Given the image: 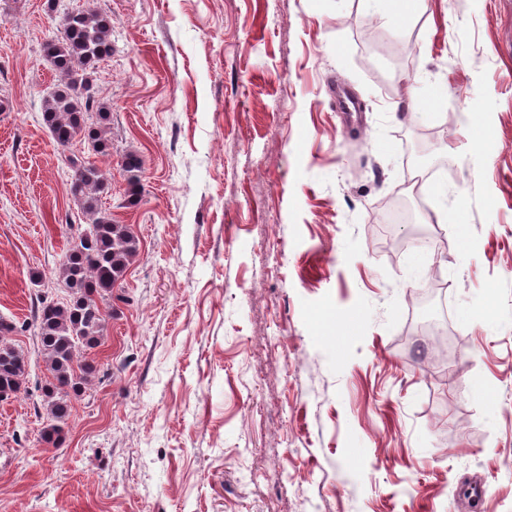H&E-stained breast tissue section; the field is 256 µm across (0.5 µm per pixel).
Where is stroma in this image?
I'll use <instances>...</instances> for the list:
<instances>
[{"instance_id":"stroma-1","label":"stroma","mask_w":512,"mask_h":512,"mask_svg":"<svg viewBox=\"0 0 512 512\" xmlns=\"http://www.w3.org/2000/svg\"><path fill=\"white\" fill-rule=\"evenodd\" d=\"M46 4L0 0V316L17 322L64 295L60 219L85 221L42 120ZM94 5L112 20L95 162L140 254L61 447L41 440L34 333L13 335L29 375L0 401V512H512V0ZM443 124L442 176L409 182L417 129ZM396 201L447 250L388 245ZM435 275L459 364L417 327ZM122 167L130 186L129 190V202L132 204L138 203L139 201V184L140 175L142 169V159L137 155H128L122 161Z\"/></svg>"}]
</instances>
